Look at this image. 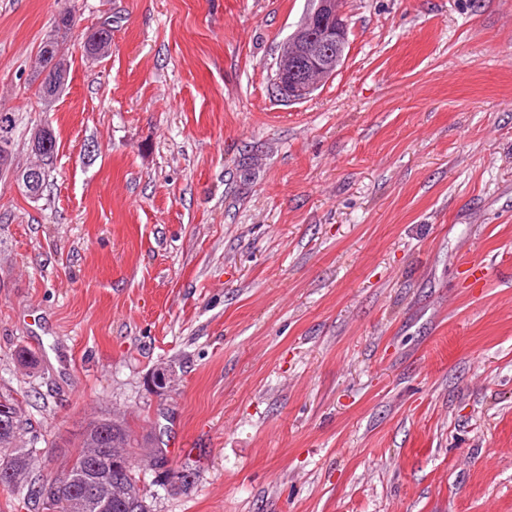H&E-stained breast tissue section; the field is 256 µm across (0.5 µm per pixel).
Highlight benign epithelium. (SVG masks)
<instances>
[{
  "label": "benign epithelium",
  "instance_id": "obj_1",
  "mask_svg": "<svg viewBox=\"0 0 512 512\" xmlns=\"http://www.w3.org/2000/svg\"><path fill=\"white\" fill-rule=\"evenodd\" d=\"M305 21L283 43L276 60L274 85L288 101L309 97L319 83L332 77L343 61L348 27L343 0H312ZM64 480L45 493V501L69 510Z\"/></svg>",
  "mask_w": 512,
  "mask_h": 512
}]
</instances>
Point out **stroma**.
<instances>
[{"instance_id": "obj_1", "label": "stroma", "mask_w": 512, "mask_h": 512, "mask_svg": "<svg viewBox=\"0 0 512 512\" xmlns=\"http://www.w3.org/2000/svg\"><path fill=\"white\" fill-rule=\"evenodd\" d=\"M308 7L0 0V392L33 475L108 414L192 464L142 474L151 512H512V0H344L341 66L288 102L272 66ZM67 17L61 21L58 19L53 33L48 35L45 40L40 43L39 47V71L34 75L37 79L39 74L48 66L51 67L55 76V87L49 91L44 89L38 90V98L43 102L44 106L49 107L52 102L63 91L67 77V40L74 29L75 21L73 14L67 9ZM48 71L41 73L37 83L42 85L48 84ZM88 31L81 35L85 53L89 56L104 54L112 43V29L94 30L87 34Z\"/></svg>"}]
</instances>
